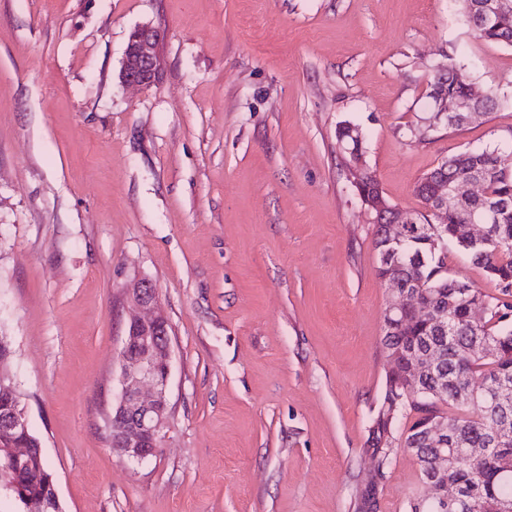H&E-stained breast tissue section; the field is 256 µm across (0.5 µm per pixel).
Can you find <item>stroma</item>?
I'll use <instances>...</instances> for the list:
<instances>
[{
  "mask_svg": "<svg viewBox=\"0 0 512 512\" xmlns=\"http://www.w3.org/2000/svg\"><path fill=\"white\" fill-rule=\"evenodd\" d=\"M164 70L123 86L127 35ZM504 103L432 122L429 83ZM359 128L388 202L512 138V47L458 0H0V334L63 512H355L390 368V286L336 129ZM148 279L171 326L162 449L113 455L131 314ZM398 450L377 512H408ZM163 39L164 31L150 24L131 30L118 74L122 84L150 89L159 82L164 67L159 52Z\"/></svg>",
  "mask_w": 512,
  "mask_h": 512,
  "instance_id": "35a3bbf8",
  "label": "stroma"
}]
</instances>
